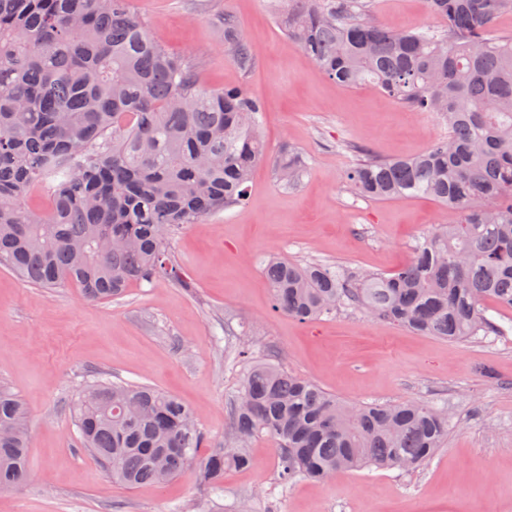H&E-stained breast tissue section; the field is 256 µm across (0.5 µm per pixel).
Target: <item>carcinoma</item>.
Instances as JSON below:
<instances>
[{"label": "carcinoma", "instance_id": "1", "mask_svg": "<svg viewBox=\"0 0 512 512\" xmlns=\"http://www.w3.org/2000/svg\"><path fill=\"white\" fill-rule=\"evenodd\" d=\"M130 2L0 0V265L92 301L134 282L192 288L171 259L172 232L244 204L266 156L262 100L204 87L192 58L156 41ZM428 3L440 30L388 29L367 0H274L285 31L329 79L370 84L448 124L417 156L353 148L354 194L445 206L412 261L387 275L271 258L263 275L278 313L307 322L353 308L457 342L501 331L485 302L512 309V35L496 30L512 0ZM224 47L251 65V45L228 16ZM270 162L287 185L308 166L288 145ZM232 406L237 446L203 455L193 411L147 384L98 380L69 410L82 448L125 487L164 484L194 466L219 493L224 470L252 464L244 447L262 433L275 442L282 484L414 469L448 438L444 408L340 400L278 363L253 365ZM29 434L22 401L0 383V490L26 479Z\"/></svg>", "mask_w": 512, "mask_h": 512}]
</instances>
